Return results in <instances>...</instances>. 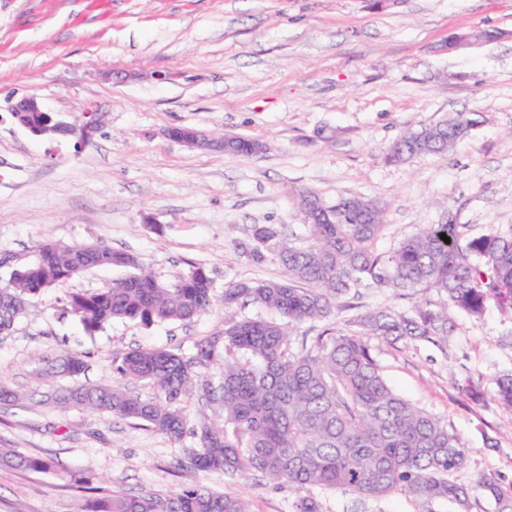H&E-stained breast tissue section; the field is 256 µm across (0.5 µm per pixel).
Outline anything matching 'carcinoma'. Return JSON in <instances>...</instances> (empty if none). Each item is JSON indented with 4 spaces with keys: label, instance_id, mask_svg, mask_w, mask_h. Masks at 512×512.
<instances>
[{
    "label": "carcinoma",
    "instance_id": "carcinoma-1",
    "mask_svg": "<svg viewBox=\"0 0 512 512\" xmlns=\"http://www.w3.org/2000/svg\"><path fill=\"white\" fill-rule=\"evenodd\" d=\"M16 118L46 130L42 112ZM478 121L458 113L435 124L403 133L388 160L403 162L419 154L448 150ZM229 154H250L252 139L225 135ZM300 211L330 210L301 225L289 239L273 224L251 229L250 256L270 253L285 270L277 282H224L216 290L202 266L171 283L157 280L133 253L101 244L45 241L34 262L13 268L0 281V334L9 333L47 289L94 268H122L126 274L98 291L75 293L69 312L94 333L114 319L145 326L187 322L215 306L250 303L278 319L244 318L203 336L186 355L167 347L129 351L117 371L121 383L78 385L63 390L53 403L61 410L83 409L140 423L180 443L195 439L193 467L230 476L260 473L276 485L297 491L291 512H323L311 493L344 490L363 499L400 494L417 512H435L448 503L455 512H472L478 497L493 512H512V482L484 476L472 484L458 478L470 454L462 438L435 415L396 393L386 382L369 339L392 342H448L452 313L482 316L487 302L512 315V228L471 233L451 220L424 224L396 247L383 251L386 208L366 197H338L328 203L317 193L299 195ZM449 241H444L442 236ZM390 288L407 298L422 296L407 312L377 307L357 314L345 327L327 328L301 348H292L293 330L326 320L338 301L361 285ZM443 298L434 303L424 294ZM214 368L218 375L201 373ZM86 361L67 352L46 375L77 377ZM145 382L154 397L131 394L126 384ZM499 404L512 411V372L495 377ZM192 398L219 403V419L203 420L187 430L181 402ZM0 461L16 469L54 472L49 457L0 449ZM84 512H253L240 494L193 486L165 494L114 493L90 500Z\"/></svg>",
    "mask_w": 512,
    "mask_h": 512
}]
</instances>
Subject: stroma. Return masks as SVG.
Masks as SVG:
<instances>
[{
	"mask_svg": "<svg viewBox=\"0 0 512 512\" xmlns=\"http://www.w3.org/2000/svg\"><path fill=\"white\" fill-rule=\"evenodd\" d=\"M495 29L500 39L445 51L450 34ZM37 99L59 120L93 113L80 134L36 137L8 107ZM458 112L479 124L447 152L388 161L410 129ZM195 127L261 140L249 155L199 150L170 139ZM364 196L386 207L393 247L417 226L445 219L473 232L512 228V0H0V280L34 259L46 240L94 242L138 255L160 280L192 266L216 285L282 279L274 256L246 252L255 224L298 232L297 197ZM92 269L35 302L36 316L0 334V448L53 458L88 476L102 495L163 494L195 485L244 495L253 512H290L295 490L195 470L193 438L171 443L136 422L70 409L48 396L69 379L43 370L65 352L84 355L80 383L109 385L132 349L177 348L224 322L261 316L252 304L217 308L190 322L143 326L116 320L87 334L66 310L76 292L122 277ZM411 299L359 287L327 323L296 329L293 346L323 326L343 327L368 308L409 310ZM448 344L371 339L389 384L463 438L471 454L463 482L512 481V412L495 376L512 370V317L487 304L481 318L455 313ZM481 381L476 405L459 390ZM496 438L497 447L486 445ZM56 470V472H57ZM56 472L0 464V512H82L86 497ZM324 512H415L405 496L362 500L336 491Z\"/></svg>",
	"mask_w": 512,
	"mask_h": 512,
	"instance_id": "stroma-1",
	"label": "stroma"
}]
</instances>
